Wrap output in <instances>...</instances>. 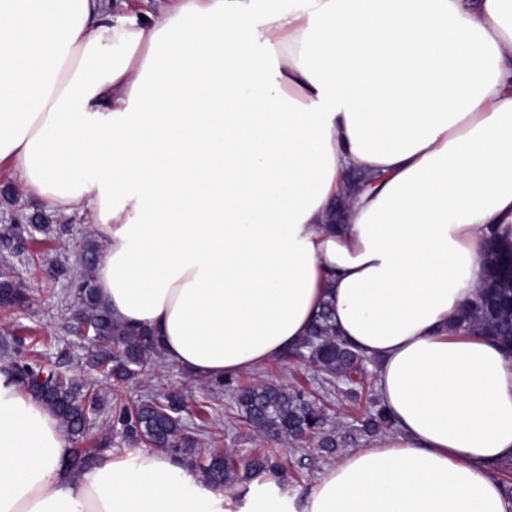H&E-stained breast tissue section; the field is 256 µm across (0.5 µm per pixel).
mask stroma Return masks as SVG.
I'll return each mask as SVG.
<instances>
[{
	"label": "stroma",
	"mask_w": 512,
	"mask_h": 512,
	"mask_svg": "<svg viewBox=\"0 0 512 512\" xmlns=\"http://www.w3.org/2000/svg\"><path fill=\"white\" fill-rule=\"evenodd\" d=\"M42 213L47 214L54 226L51 234L30 227L32 217ZM13 225L22 226L23 232L17 238L0 237V275L20 281L31 302L10 312L0 311V338L27 336L40 340V352L45 362L93 387L106 400L110 396V386L98 370L88 365V343L74 332V314L78 306L75 288L70 277L55 274V268L60 264L71 269L72 274L80 272V248L93 238L87 215L47 213L38 197L20 189L14 170L3 167L0 168V229ZM259 382L292 385L308 392L320 387L314 368L298 360L277 359L258 372L237 377L241 387ZM129 391L136 399L145 395L160 398L171 391L182 393L186 400L185 434L193 440L196 456H206L215 446L239 461L258 449L280 457L284 472L277 484L286 497L305 496L314 480L333 464L332 459L313 450L308 443L289 445L258 437L250 429L240 426L231 410V393H211L207 380L167 363L163 356L153 358L148 374L140 376ZM203 401L212 404L213 415L222 425L220 438L215 443L211 442L196 417V407ZM367 406L368 395L364 392L356 398L337 391L330 396L328 423L345 436L347 447L357 448L366 443L364 437L356 434L355 428L363 419Z\"/></svg>",
	"instance_id": "35a3bbf8"
}]
</instances>
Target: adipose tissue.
Here are the masks:
<instances>
[{
  "label": "adipose tissue",
  "mask_w": 512,
  "mask_h": 512,
  "mask_svg": "<svg viewBox=\"0 0 512 512\" xmlns=\"http://www.w3.org/2000/svg\"><path fill=\"white\" fill-rule=\"evenodd\" d=\"M4 162L89 215L102 300L168 362L256 371L329 300L394 430L292 501L158 450L75 475L1 363L0 512H512V353L450 328L512 243V0H0ZM353 167L375 182L330 226Z\"/></svg>",
  "instance_id": "ef3b65f1"
}]
</instances>
